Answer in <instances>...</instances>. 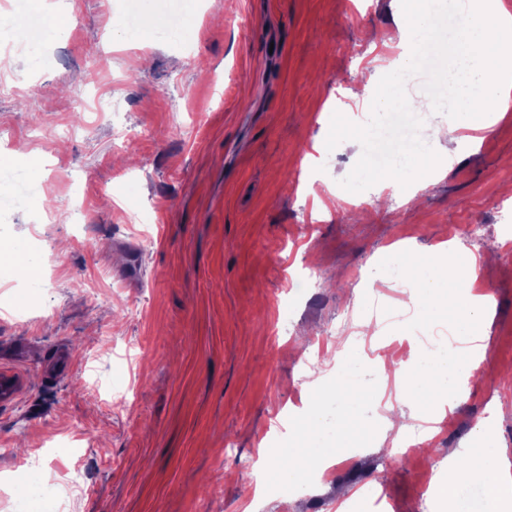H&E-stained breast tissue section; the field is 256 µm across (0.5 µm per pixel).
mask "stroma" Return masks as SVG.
Instances as JSON below:
<instances>
[{"label": "stroma", "mask_w": 512, "mask_h": 512, "mask_svg": "<svg viewBox=\"0 0 512 512\" xmlns=\"http://www.w3.org/2000/svg\"><path fill=\"white\" fill-rule=\"evenodd\" d=\"M125 0H0V13L67 12L15 52L0 75L38 88L0 94V473L30 452L50 470L96 463L70 512H336L388 492L396 512H448L418 495L448 478L451 452L475 447V423L512 468V111L464 143L414 198L351 209L339 182L361 146L316 152L325 117H370L369 76L397 38L394 0H180L196 39L122 25ZM37 165L38 181L28 180ZM79 205L86 221L71 224ZM484 233L471 241L468 227ZM450 241L476 256L490 289L485 361L433 413L402 398L371 351L427 343L382 324L374 300L401 276L378 271L388 247ZM27 251L37 270L14 266ZM358 361L362 397L320 407L319 433L341 461L304 497L265 491L268 449L298 438L317 362ZM416 426L427 460L393 442L366 446L381 402Z\"/></svg>", "instance_id": "obj_1"}]
</instances>
